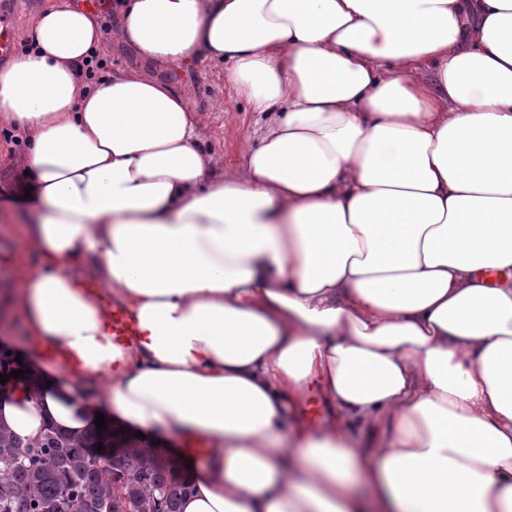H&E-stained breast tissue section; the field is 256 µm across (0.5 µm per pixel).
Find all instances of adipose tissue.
<instances>
[{"label":"adipose tissue","instance_id":"1","mask_svg":"<svg viewBox=\"0 0 512 512\" xmlns=\"http://www.w3.org/2000/svg\"><path fill=\"white\" fill-rule=\"evenodd\" d=\"M33 33L0 72L34 178L17 304L65 357L0 424L203 438L182 512H512V0H126L119 41L227 62L272 115L216 181L169 83L78 79L94 13L54 0ZM84 270L138 317L127 347ZM313 391L334 417L288 426Z\"/></svg>","mask_w":512,"mask_h":512}]
</instances>
